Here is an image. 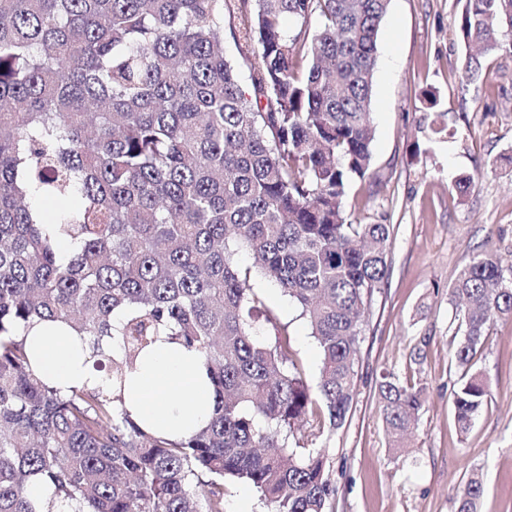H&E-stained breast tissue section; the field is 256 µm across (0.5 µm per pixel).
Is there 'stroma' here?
I'll list each match as a JSON object with an SVG mask.
<instances>
[{"label": "stroma", "mask_w": 512, "mask_h": 512, "mask_svg": "<svg viewBox=\"0 0 512 512\" xmlns=\"http://www.w3.org/2000/svg\"><path fill=\"white\" fill-rule=\"evenodd\" d=\"M461 9L460 0H390L380 27L371 165L348 184L344 202L354 223L390 225V271L366 317L345 422L315 442L331 465L335 512H456V491L475 468L485 479L479 512H512V320H497L477 355L489 396L468 432L457 426L451 396L463 330L448 287L487 249L512 274V51L487 58L483 81H463ZM427 88L437 92L435 106L422 98ZM466 174L479 182L462 198L456 182ZM253 285L315 379L320 349L298 308L265 279ZM386 372L422 391L398 452L377 398Z\"/></svg>", "instance_id": "1"}]
</instances>
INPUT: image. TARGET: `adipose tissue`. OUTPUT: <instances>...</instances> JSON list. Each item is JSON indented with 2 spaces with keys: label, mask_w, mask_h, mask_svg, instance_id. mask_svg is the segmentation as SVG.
Here are the masks:
<instances>
[{
  "label": "adipose tissue",
  "mask_w": 512,
  "mask_h": 512,
  "mask_svg": "<svg viewBox=\"0 0 512 512\" xmlns=\"http://www.w3.org/2000/svg\"><path fill=\"white\" fill-rule=\"evenodd\" d=\"M27 344L40 359L39 372L55 387L92 382L87 349L58 322H42L25 329ZM127 411L156 433L178 438L207 423L214 394L200 357L167 342L145 355L130 375L124 392Z\"/></svg>",
  "instance_id": "adipose-tissue-1"
}]
</instances>
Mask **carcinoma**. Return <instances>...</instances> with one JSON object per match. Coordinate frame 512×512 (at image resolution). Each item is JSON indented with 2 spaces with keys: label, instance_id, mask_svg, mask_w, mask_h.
Listing matches in <instances>:
<instances>
[{
  "label": "carcinoma",
  "instance_id": "cac0c4a2",
  "mask_svg": "<svg viewBox=\"0 0 512 512\" xmlns=\"http://www.w3.org/2000/svg\"><path fill=\"white\" fill-rule=\"evenodd\" d=\"M388 4L0 0V512H224L228 479L253 484L273 512H333L325 457L290 440L310 421L315 438L343 424L363 316L389 272V225L349 223L342 206L371 164ZM456 28L481 47L462 78L481 80L485 57L512 47V0H464ZM44 200L63 204L58 219ZM255 275L307 321L315 385ZM448 294L460 303L451 396L466 432L489 394L475 358L495 319L512 317V277L484 251ZM42 321L80 336L101 382L62 393L37 373L20 329ZM160 340L196 352L215 393L208 423L177 439L124 407ZM378 395L399 448L421 390L384 375ZM36 481L53 488L44 505L30 497ZM483 494L475 469L456 512H478Z\"/></svg>",
  "mask_w": 512,
  "mask_h": 512
}]
</instances>
